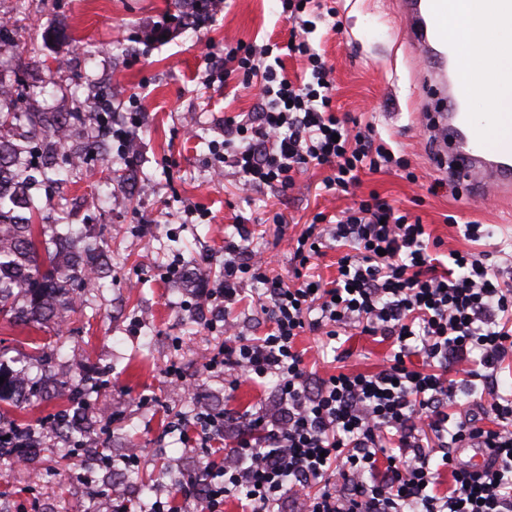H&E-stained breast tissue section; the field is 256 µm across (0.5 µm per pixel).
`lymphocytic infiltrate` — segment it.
<instances>
[{
  "mask_svg": "<svg viewBox=\"0 0 512 512\" xmlns=\"http://www.w3.org/2000/svg\"><path fill=\"white\" fill-rule=\"evenodd\" d=\"M279 3L292 25L287 42L225 44L223 66L209 75L224 82L237 73L261 89L250 118L225 119L217 162L236 168L245 190L292 188L312 167L325 169V188L343 195L365 171H401L416 182L373 127L349 128L336 114L332 71L306 39L335 8L325 0ZM282 50L305 57L306 80L271 64ZM330 246L341 254L335 278L323 282L307 268ZM224 253L222 277L199 297L216 312L207 329L224 333L203 368L223 375L231 391L274 377L283 410L277 419L262 411L236 418V446L223 466L207 470L200 496L183 486L151 512H181L180 500L190 498L200 512H223L225 498L237 495L242 512H275L297 486L299 512H512V395L498 380L512 365V282L499 278L490 252L454 250L441 266L420 219L372 192L334 222L313 218L296 239L290 279L269 276L267 261L245 244L228 243ZM247 281L262 284L257 302L269 319L255 338L238 335L227 315ZM350 328L392 340L383 367L312 377L298 337L332 340ZM461 383L472 400L457 401ZM462 448L490 449L488 469L470 472ZM436 456L452 477L443 492ZM331 474L338 483H326Z\"/></svg>",
  "mask_w": 512,
  "mask_h": 512,
  "instance_id": "1",
  "label": "lymphocytic infiltrate"
}]
</instances>
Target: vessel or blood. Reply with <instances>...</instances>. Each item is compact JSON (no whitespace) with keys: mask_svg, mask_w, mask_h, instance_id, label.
<instances>
[{"mask_svg":"<svg viewBox=\"0 0 512 512\" xmlns=\"http://www.w3.org/2000/svg\"><path fill=\"white\" fill-rule=\"evenodd\" d=\"M473 0H399L398 16L404 39L435 65L418 80V99L427 130L433 135L434 156L448 172L450 183L475 191H492L512 200V113L475 111L469 89L475 81L465 66L469 54L479 55L493 79L484 87L487 98L512 89V42L473 43L470 20ZM491 27H512V0H487Z\"/></svg>","mask_w":512,"mask_h":512,"instance_id":"obj_1","label":"vessel or blood"}]
</instances>
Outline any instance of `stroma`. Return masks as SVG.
<instances>
[{
	"label": "stroma",
	"mask_w": 512,
	"mask_h": 512,
	"mask_svg": "<svg viewBox=\"0 0 512 512\" xmlns=\"http://www.w3.org/2000/svg\"><path fill=\"white\" fill-rule=\"evenodd\" d=\"M335 21L318 23L310 45L335 81L338 114L372 125L401 152L418 180L394 173H364L353 195L323 185L325 170L310 169L287 191L241 190L240 176L224 167L214 178L213 140L224 137V119H247L258 102L257 85L240 75L228 84L204 85L209 52L225 42L284 41L289 25L275 0H224L202 26L186 25L162 40L149 31L159 16L189 12L190 0H0V85L20 112L74 115V140L96 134L94 102L112 98L121 118L122 93L137 94L148 114L134 153H107L39 190L42 224H68L104 246V270L77 290L73 308L29 327L0 317V356L12 371L28 374L44 399L16 407L0 401V426L35 430L31 469L0 456V512H149L157 496L221 456L200 446L199 407L228 418L264 408L278 412L275 378L241 383L226 392L223 377L203 372L202 358L223 335L187 311L191 294L220 276L224 243L246 241L270 261L269 274L289 278L294 240L317 214L334 217L355 198L377 192L395 208L420 217L441 254L452 250L496 252L503 278H512V217L497 200L445 185L432 157L430 133L417 115L414 87L425 59L399 42L391 0H333ZM207 212L187 217L186 207ZM280 224H272V215ZM467 224H484L486 241L464 238ZM190 281L164 280L169 265ZM247 284L229 316L242 335H263L268 318ZM306 363L347 371H375L390 341L350 330L336 340L306 333L297 339ZM180 366L195 395L174 389L165 375ZM90 393L86 432L65 440L54 423L71 409V388ZM143 449L140 464L123 459ZM112 463L95 466L97 454Z\"/></svg>",
	"instance_id": "obj_1"
}]
</instances>
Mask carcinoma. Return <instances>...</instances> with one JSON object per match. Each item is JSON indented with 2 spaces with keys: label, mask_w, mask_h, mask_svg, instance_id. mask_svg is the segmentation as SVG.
<instances>
[{
  "label": "carcinoma",
  "mask_w": 512,
  "mask_h": 512,
  "mask_svg": "<svg viewBox=\"0 0 512 512\" xmlns=\"http://www.w3.org/2000/svg\"><path fill=\"white\" fill-rule=\"evenodd\" d=\"M65 123L48 112H6L0 106V129L11 127L17 137H0V315L41 322L56 309L73 306L76 295L67 289L93 271L99 245L89 241L79 259L58 246L60 233L47 235L48 225L35 223L38 208L32 190L60 174V161L73 156L60 135ZM24 293L26 306H14L15 291ZM0 401L40 398L23 379L0 366Z\"/></svg>",
  "instance_id": "1"
}]
</instances>
